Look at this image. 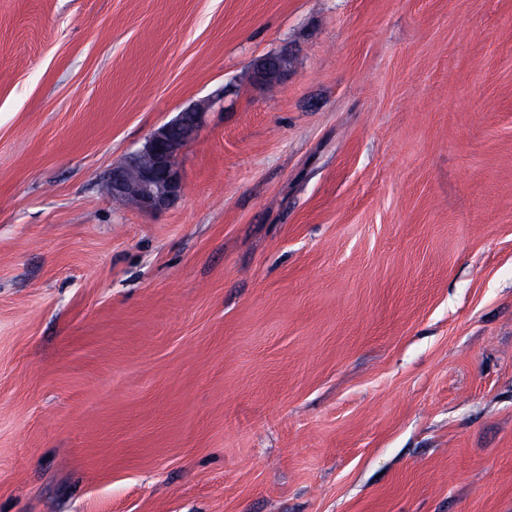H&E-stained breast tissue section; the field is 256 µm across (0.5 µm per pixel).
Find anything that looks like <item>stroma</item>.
<instances>
[{
	"label": "stroma",
	"instance_id": "obj_1",
	"mask_svg": "<svg viewBox=\"0 0 512 512\" xmlns=\"http://www.w3.org/2000/svg\"><path fill=\"white\" fill-rule=\"evenodd\" d=\"M0 512H512V0H0ZM288 54H272L259 57L251 65V82L254 84H266L279 80L288 73ZM216 103L208 98L155 128L144 145L112 169L108 189L115 200L143 211L170 208L184 194L179 159Z\"/></svg>",
	"mask_w": 512,
	"mask_h": 512
}]
</instances>
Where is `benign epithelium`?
<instances>
[{
	"mask_svg": "<svg viewBox=\"0 0 512 512\" xmlns=\"http://www.w3.org/2000/svg\"><path fill=\"white\" fill-rule=\"evenodd\" d=\"M285 53L259 57L251 65L252 83L266 84L288 73ZM216 100L198 101L155 128L144 145L112 169L108 189L115 200L143 211L174 205L184 194L179 159L197 136Z\"/></svg>",
	"mask_w": 512,
	"mask_h": 512,
	"instance_id": "benign-epithelium-1",
	"label": "benign epithelium"
}]
</instances>
